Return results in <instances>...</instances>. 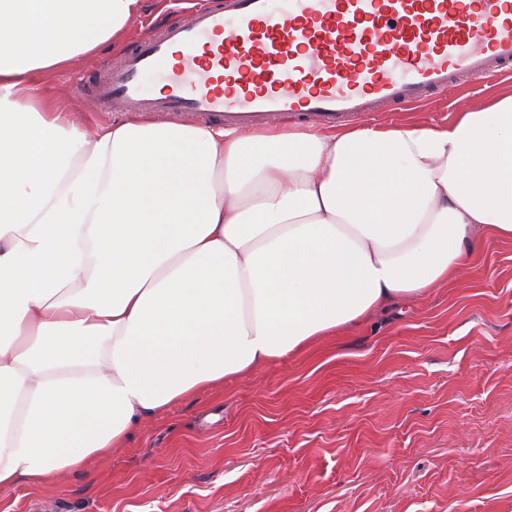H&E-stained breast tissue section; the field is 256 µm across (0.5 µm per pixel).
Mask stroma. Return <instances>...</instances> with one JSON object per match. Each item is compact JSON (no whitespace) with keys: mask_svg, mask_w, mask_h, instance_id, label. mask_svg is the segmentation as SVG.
I'll return each instance as SVG.
<instances>
[{"mask_svg":"<svg viewBox=\"0 0 512 512\" xmlns=\"http://www.w3.org/2000/svg\"><path fill=\"white\" fill-rule=\"evenodd\" d=\"M144 0L126 41L50 80L86 132L122 121L96 83L173 20ZM511 77L347 118L428 127ZM0 512H512V238L449 284L143 419L122 447Z\"/></svg>","mask_w":512,"mask_h":512,"instance_id":"1","label":"stroma"}]
</instances>
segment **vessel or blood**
<instances>
[{"label":"vessel or blood","mask_w":512,"mask_h":512,"mask_svg":"<svg viewBox=\"0 0 512 512\" xmlns=\"http://www.w3.org/2000/svg\"><path fill=\"white\" fill-rule=\"evenodd\" d=\"M163 73L147 96L142 79ZM512 72V0H220L137 43L94 90L114 111L249 127L412 106Z\"/></svg>","instance_id":"vessel-or-blood-1"}]
</instances>
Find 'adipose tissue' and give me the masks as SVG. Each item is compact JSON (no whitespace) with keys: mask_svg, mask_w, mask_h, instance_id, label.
Segmentation results:
<instances>
[{"mask_svg":"<svg viewBox=\"0 0 512 512\" xmlns=\"http://www.w3.org/2000/svg\"><path fill=\"white\" fill-rule=\"evenodd\" d=\"M143 0H0V491L305 350L512 238V91L443 126L87 135L42 86Z\"/></svg>","mask_w":512,"mask_h":512,"instance_id":"1","label":"adipose tissue"}]
</instances>
